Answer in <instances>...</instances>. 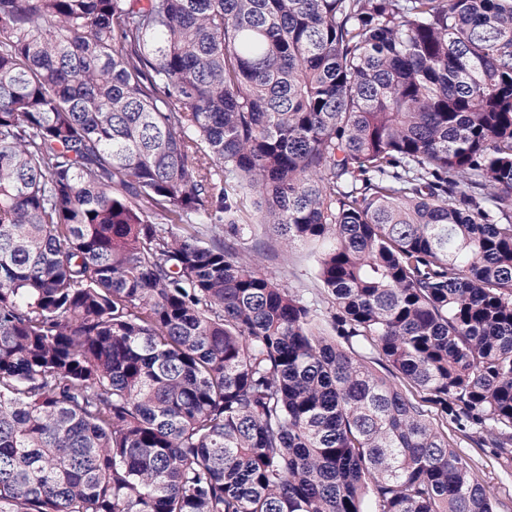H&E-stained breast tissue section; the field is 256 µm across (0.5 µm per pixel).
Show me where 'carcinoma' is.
<instances>
[{
    "instance_id": "cac0c4a2",
    "label": "carcinoma",
    "mask_w": 512,
    "mask_h": 512,
    "mask_svg": "<svg viewBox=\"0 0 512 512\" xmlns=\"http://www.w3.org/2000/svg\"><path fill=\"white\" fill-rule=\"evenodd\" d=\"M450 424L512 464V0H0V512H497ZM239 247L254 256L262 271L308 301L317 302L321 310L331 307L330 298L317 286L315 257L318 247L295 245L286 256L266 224H250Z\"/></svg>"
}]
</instances>
